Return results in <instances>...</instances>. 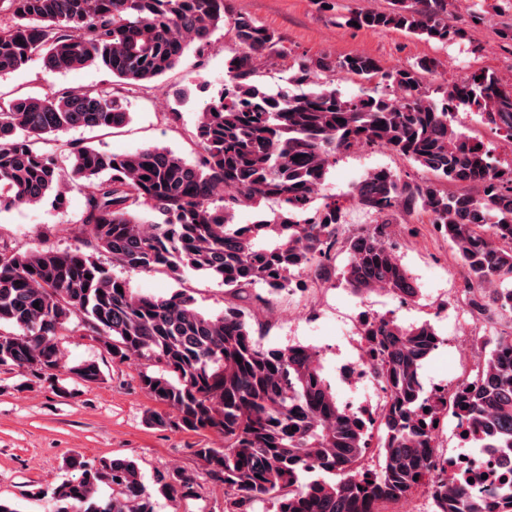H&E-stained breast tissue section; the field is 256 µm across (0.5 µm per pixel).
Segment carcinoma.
I'll use <instances>...</instances> for the list:
<instances>
[{
  "mask_svg": "<svg viewBox=\"0 0 512 512\" xmlns=\"http://www.w3.org/2000/svg\"><path fill=\"white\" fill-rule=\"evenodd\" d=\"M0 15L9 17L0 25V75L39 56L48 71L98 66L141 85L225 25L241 47L224 60V91L188 131L198 147L192 163L158 146L114 154L82 144L63 167L38 143L75 126L127 125L120 99L92 90L0 98V206L49 198L63 206L67 189L91 188L79 231L85 249L19 252L0 243V366L101 383L97 363H63L59 336L74 321L112 359L148 366L141 389L175 411L172 419L152 413L150 424L224 436L222 448L193 449L211 480L232 491L223 512H256L264 502L274 512H375L418 488L434 512H485L481 498L434 475L429 431L452 414L486 424V447L512 449V333L500 332L450 412L421 379L440 344L434 328L377 317L366 336L381 356L386 408L370 424L338 402L309 349L264 346L235 306L208 317L183 292L136 294L98 255L132 272L177 277L191 269L234 293L256 283L280 290L304 274L319 280L341 251L339 279L353 290L412 298V278L388 240L396 216L416 214L448 239L477 315L512 314V164L494 165L482 140L453 127L459 110L474 108L512 142V87L472 72L448 81L436 101L422 77L434 61L386 68L356 52L296 60L287 83L307 90L273 93L254 77L285 53L280 38L234 14L227 0H0ZM355 22L441 44L459 36L448 0H390L386 11L353 13L347 23ZM339 74L373 87L347 98L336 89ZM364 147L393 151L432 178L410 184L386 169L368 173L346 201L373 222L346 232L347 207L324 193L326 175L337 155ZM263 201L276 208L234 223L235 208ZM369 456L378 468L364 469ZM69 466L78 476L51 488L59 512H154L135 461ZM156 484L174 502L196 494L179 470L157 473ZM102 485L112 487L106 504L96 496Z\"/></svg>",
  "mask_w": 512,
  "mask_h": 512,
  "instance_id": "obj_1",
  "label": "carcinoma"
}]
</instances>
